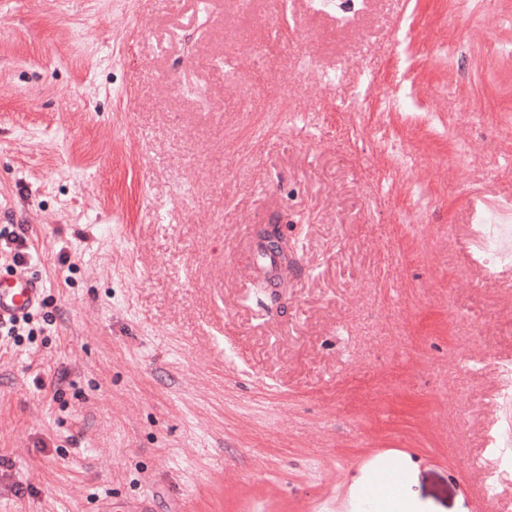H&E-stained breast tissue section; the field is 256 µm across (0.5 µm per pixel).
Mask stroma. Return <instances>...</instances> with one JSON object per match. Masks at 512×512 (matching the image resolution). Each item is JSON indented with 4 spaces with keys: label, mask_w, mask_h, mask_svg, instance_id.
I'll list each match as a JSON object with an SVG mask.
<instances>
[{
    "label": "stroma",
    "mask_w": 512,
    "mask_h": 512,
    "mask_svg": "<svg viewBox=\"0 0 512 512\" xmlns=\"http://www.w3.org/2000/svg\"><path fill=\"white\" fill-rule=\"evenodd\" d=\"M511 121L512 0H0L45 301L0 341V512H512V271L465 231Z\"/></svg>",
    "instance_id": "1"
}]
</instances>
